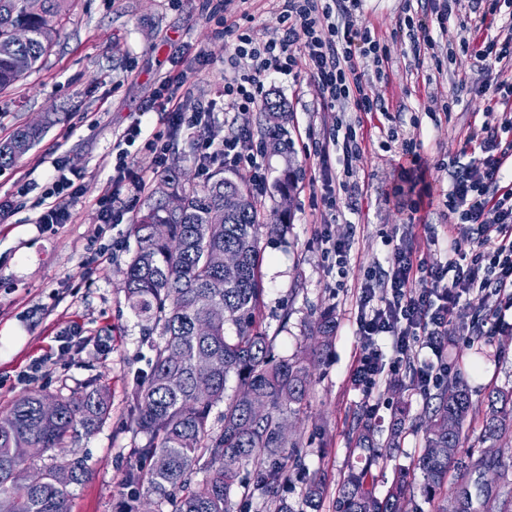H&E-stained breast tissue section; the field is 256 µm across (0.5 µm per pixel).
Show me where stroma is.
<instances>
[{"instance_id": "stroma-1", "label": "stroma", "mask_w": 512, "mask_h": 512, "mask_svg": "<svg viewBox=\"0 0 512 512\" xmlns=\"http://www.w3.org/2000/svg\"><path fill=\"white\" fill-rule=\"evenodd\" d=\"M244 12L259 37H280L277 0H223L215 15L202 11L198 0H76L42 63L0 91V140L43 113L59 115L27 155L0 170V202L13 205L0 219V410L34 390L67 396L97 382L109 393L108 417L93 433L72 440L89 468L88 477L71 488L72 512H126L129 501L153 498L147 485L121 484L135 463L131 448L145 440L134 422L132 388L153 352L127 305L119 271L135 247L130 226L157 182L153 144L165 146L168 163L185 173L188 186L206 181L195 135L173 127L162 107L170 95L188 106L213 100L226 79L247 69V60L232 57L231 29ZM408 16L431 20V0L363 4L358 21L381 39L389 58L381 77L372 79L371 93L394 120L391 133L370 128L366 148L352 161L339 158L331 170L321 168L319 146L334 116L321 113L310 75L296 82L275 74L265 82L269 98L288 106L290 148L265 154L262 327L273 339L275 358L282 359L298 350L306 325L321 311L333 310L336 317L332 349L313 371L300 414L288 420L306 469L287 475L280 494L297 510L308 474L319 471L330 486L320 512H335L338 484L364 457L351 441V424L367 408L375 410L376 440L386 458L372 468L377 493H384L396 470H410L422 448L428 399L408 376L382 382L369 397L351 378L359 351L358 292L368 271L387 268L394 247L424 252L433 263L445 259L448 164L463 152L470 125L485 118L489 98L481 90L489 76L459 51L417 62L408 40L394 34ZM181 73L187 79L180 85L174 78ZM434 95L448 102L447 120L437 122L428 114ZM136 125L142 133L128 163L146 189L117 223L108 224L99 201L112 184V149ZM412 137L423 144L425 181L433 192L414 212L400 207L392 192L403 144ZM56 157L80 174L81 191L70 203L68 223L47 227L35 223L34 203L57 177L51 164ZM290 168L298 180L290 215L281 223L275 214L277 181ZM347 168L358 190V209L343 220L326 199ZM325 232L350 239L345 270L327 258ZM491 314L500 318L495 336L468 343L463 322ZM448 334L444 357L472 393L465 445L477 451L483 447L488 392L512 386V306L491 292L472 295L462 320L449 323ZM401 410L406 434L400 447L391 448L388 426Z\"/></svg>"}]
</instances>
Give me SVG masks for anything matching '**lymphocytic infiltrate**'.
Masks as SVG:
<instances>
[{
  "label": "lymphocytic infiltrate",
  "instance_id": "1",
  "mask_svg": "<svg viewBox=\"0 0 512 512\" xmlns=\"http://www.w3.org/2000/svg\"><path fill=\"white\" fill-rule=\"evenodd\" d=\"M363 0H284L280 38L257 44L251 28H243L234 48L236 57H250L249 72L226 81L218 94L228 112L245 114L258 103L268 73L299 75L308 72L316 81L327 110L341 113L354 105L364 114H376L377 100L368 93L364 72L354 58L383 62L379 40L359 26L356 12ZM485 7L469 23L472 32L483 33L482 41L460 37L475 62L512 63V22L506 33L491 34L499 0H484ZM452 0H437L435 24L407 22L406 36L413 48L435 49L438 38L447 36ZM491 100L502 108L499 125L489 122L472 126L468 143L478 148L464 164L452 163L448 186V224L466 228L465 244H454L445 264L431 266L416 251L395 249L383 276L386 286L375 291L363 285L359 297L356 333L360 350L352 369L355 385L373 393L388 372L411 363L422 350L434 360L420 367L417 384L428 391L448 370L441 340L461 308L463 299L475 292L491 291L512 303V179L504 164L512 158V142L502 143L499 129L512 128V81L492 79ZM204 157L218 159L225 169L243 164L262 171L261 155L249 130L221 145L202 139L197 143ZM128 152L119 150L112 164V188L101 201L105 213L121 211L129 194L143 191L128 170ZM78 190L70 179L58 177L46 190L37 223L64 224L71 217L67 206ZM388 338L390 352H383L380 338Z\"/></svg>",
  "mask_w": 512,
  "mask_h": 512
}]
</instances>
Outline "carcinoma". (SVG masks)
I'll return each mask as SVG.
<instances>
[{
	"instance_id": "1",
	"label": "carcinoma",
	"mask_w": 512,
	"mask_h": 512,
	"mask_svg": "<svg viewBox=\"0 0 512 512\" xmlns=\"http://www.w3.org/2000/svg\"><path fill=\"white\" fill-rule=\"evenodd\" d=\"M0 0V90L20 81L25 72L14 66L24 56L29 68L50 52L74 0ZM17 28L30 38L12 39ZM282 101L266 102L267 119L280 151L287 116L275 112ZM56 122L47 112L38 125L18 127L0 142V169L14 165L39 142ZM295 176L286 171L279 181L280 206L287 213ZM181 198L180 211H169L163 194ZM242 195L240 207L224 211V194ZM265 225L259 222L254 196L246 184L224 177V167L212 171L201 188H186L177 168L160 177L146 210L131 235L135 248L121 271L126 301L134 314L159 330L151 341L153 359L148 372L137 376L136 421L145 443L132 455L146 467L128 470L125 483H146L157 496L154 512H231V495L246 490L241 472L255 467L253 480L274 512H295L279 495L291 466L302 465L296 447L285 451L288 437L281 432L285 418L299 414L311 383V369L330 351L336 331L333 311L325 310L310 328L311 344L301 353L273 361L271 338L260 323L264 289L261 287V241ZM234 252L239 271L224 278V267L213 263L218 252ZM210 363L206 391L197 390V364ZM235 380L233 391L228 383ZM425 416L424 448L415 469L422 477L421 495L432 501L450 486V506L438 512H512V496H502L512 462L496 452L461 453L464 424L472 406L470 391L458 375L436 385ZM224 404V425H211V412ZM51 405L47 419L42 408ZM104 386L88 384L71 396L29 392L0 413V505L9 512H71L70 485L88 473L85 463L68 448L78 432L90 434L108 416ZM512 433V388H497L488 396L483 441L498 442ZM355 447L367 453V463L350 468L337 490L336 512H422L411 497L407 475L395 474L384 496L374 487L371 466L383 458L375 443L372 413L354 418ZM31 448H41L34 455ZM67 470L68 483L56 480ZM201 473L199 486L192 476ZM328 477L314 474L302 490L305 505L317 512L328 493Z\"/></svg>"
}]
</instances>
